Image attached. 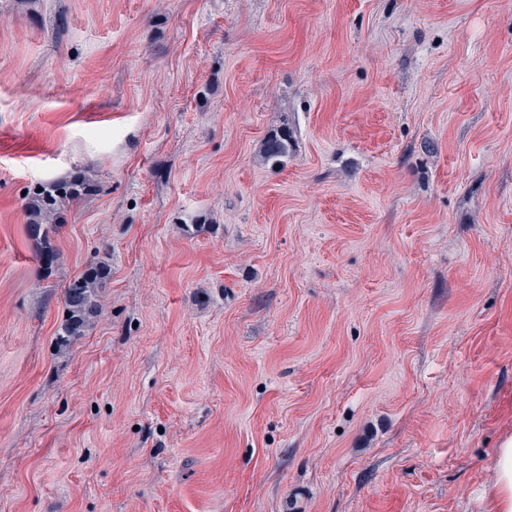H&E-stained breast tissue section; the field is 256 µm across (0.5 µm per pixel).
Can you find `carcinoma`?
<instances>
[{"mask_svg":"<svg viewBox=\"0 0 512 512\" xmlns=\"http://www.w3.org/2000/svg\"><path fill=\"white\" fill-rule=\"evenodd\" d=\"M291 135L284 127L269 135L262 144L261 158L266 163L279 164L288 157ZM95 189L93 180L86 174H79L70 180H50L33 190L29 199L30 235L41 239L42 248L38 259L45 268H52L57 253L50 243L49 234L56 227L55 221L64 203L75 200ZM111 269L101 261L90 262L85 269L63 285L62 302L65 317L57 330V346L67 349L71 340L81 335L97 316L100 305L99 294L110 279Z\"/></svg>","mask_w":512,"mask_h":512,"instance_id":"cac0c4a2","label":"carcinoma"}]
</instances>
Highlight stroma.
Here are the masks:
<instances>
[{
	"mask_svg": "<svg viewBox=\"0 0 512 512\" xmlns=\"http://www.w3.org/2000/svg\"><path fill=\"white\" fill-rule=\"evenodd\" d=\"M508 431L512 0H0V512H483ZM291 135L288 128H281L269 135L262 144L261 158L266 163L279 164L288 157ZM38 188H42L38 192ZM95 189L93 180L86 173L70 180H50L33 190L29 199L30 222L27 230L31 236L41 239L42 248L38 259L47 269H51L57 260V253L50 243L49 234L54 230V223L64 203L75 200ZM111 269L101 261L90 262L85 269L63 285L62 302L65 317L57 330V346L65 350L71 340L81 336L97 316L100 305L98 297L110 279Z\"/></svg>",
	"mask_w": 512,
	"mask_h": 512,
	"instance_id": "1",
	"label": "stroma"
}]
</instances>
